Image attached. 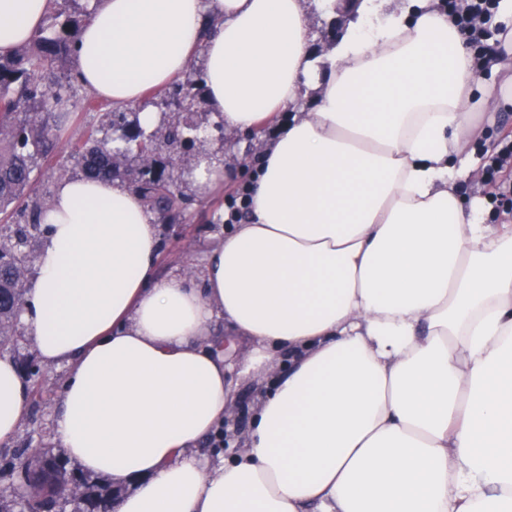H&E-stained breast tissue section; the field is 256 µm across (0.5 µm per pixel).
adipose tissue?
I'll return each instance as SVG.
<instances>
[{
    "label": "adipose tissue",
    "mask_w": 512,
    "mask_h": 512,
    "mask_svg": "<svg viewBox=\"0 0 512 512\" xmlns=\"http://www.w3.org/2000/svg\"><path fill=\"white\" fill-rule=\"evenodd\" d=\"M388 2L363 0L320 58L303 0H93L78 80L145 130L147 91L197 58L225 130L292 114L198 284L154 278L156 217L133 189L55 186L21 319L44 365L70 367L56 440L126 485L116 512H512V224L487 223L458 165L486 135L473 113L512 108V0L487 81L439 0ZM50 9L0 0V55ZM217 315L246 351L203 344ZM238 361L271 381L213 467L194 450ZM28 394L0 357V444Z\"/></svg>",
    "instance_id": "ef3b65f1"
}]
</instances>
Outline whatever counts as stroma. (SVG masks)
Segmentation results:
<instances>
[{"instance_id":"stroma-1","label":"stroma","mask_w":512,"mask_h":512,"mask_svg":"<svg viewBox=\"0 0 512 512\" xmlns=\"http://www.w3.org/2000/svg\"><path fill=\"white\" fill-rule=\"evenodd\" d=\"M305 8L313 45L321 54L327 53L349 23L357 18L356 12L337 9L334 0H305ZM91 96V91L83 85L75 86L72 97L74 107L61 125L57 160L44 164L34 173L37 195L53 192L60 179L56 170L57 162L66 163L68 175H77V167L68 162L70 146L81 138L86 127L100 123L99 112L84 109L86 100ZM191 112L194 122L206 137L205 148L215 160L224 165L228 178L224 186L212 196L199 197L190 180L196 162L195 152H170L167 171L176 176L177 185L189 202L182 220L174 223L162 220L158 223L160 246L156 273L161 277L187 276L198 283L202 280L207 254L217 246L227 227L223 219L227 201L236 188L243 184L251 165L258 162L270 132L265 129L255 137L224 133L219 129L218 120L201 93L195 96ZM68 371L69 367L65 364L48 368L43 397L28 401L23 424L14 442L15 447H55L54 416L60 401L61 384ZM268 382V376L262 373L250 372L236 376L235 404L241 410L240 425L232 429L227 445L218 448L212 442H202L197 448L198 455L216 464L221 458L231 456L241 449L251 410Z\"/></svg>"}]
</instances>
